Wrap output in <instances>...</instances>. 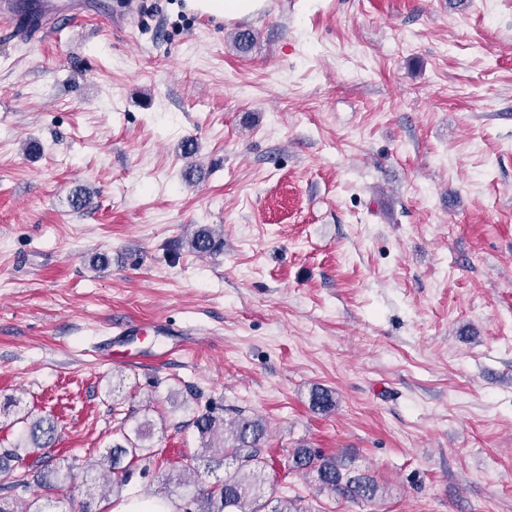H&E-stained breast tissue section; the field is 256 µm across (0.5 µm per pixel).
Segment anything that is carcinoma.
<instances>
[{
  "label": "carcinoma",
  "mask_w": 512,
  "mask_h": 512,
  "mask_svg": "<svg viewBox=\"0 0 512 512\" xmlns=\"http://www.w3.org/2000/svg\"><path fill=\"white\" fill-rule=\"evenodd\" d=\"M215 244V234L207 227L196 231L187 241L190 251L208 254ZM311 407L319 413L334 409L336 401L331 391L315 387L311 391ZM23 435L17 444L0 450V475L9 477L4 488L25 492L30 488L28 463L31 449L50 446L55 437V425L46 418L20 417ZM201 439V452L186 455L169 476L178 483L191 486L199 478L200 463L216 470L226 465L224 480L206 493H199L180 505V512H306L295 497L264 498L266 462L262 454L266 441V426L259 418L238 413L226 423L224 417L205 413L194 421ZM145 426L129 434L122 430L112 441V447L98 460V466L112 491L119 492L132 477V465L149 460L144 444ZM290 470L313 483L322 491L338 492L353 500L372 502L382 497L383 489L373 477L360 473L352 465L334 457L316 454L309 448H296L290 455Z\"/></svg>",
  "instance_id": "carcinoma-1"
}]
</instances>
